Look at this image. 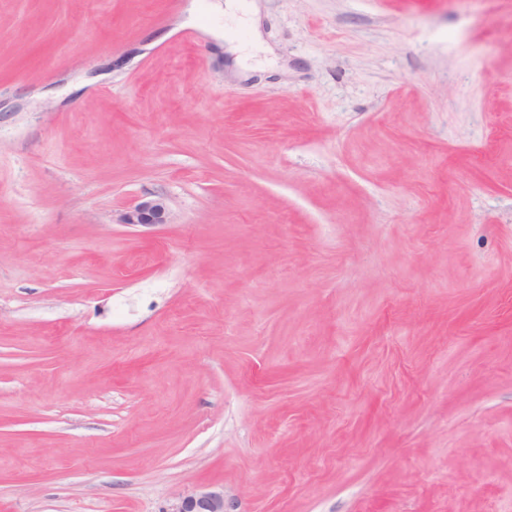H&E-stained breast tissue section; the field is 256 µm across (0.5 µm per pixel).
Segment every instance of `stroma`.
<instances>
[{"label": "stroma", "mask_w": 512, "mask_h": 512, "mask_svg": "<svg viewBox=\"0 0 512 512\" xmlns=\"http://www.w3.org/2000/svg\"><path fill=\"white\" fill-rule=\"evenodd\" d=\"M208 3L0 0V512H512V0ZM169 208L164 197L152 195L124 208L117 217V223L128 225H149L169 223ZM223 490L203 487L198 492L186 496L172 512H229Z\"/></svg>", "instance_id": "35a3bbf8"}]
</instances>
